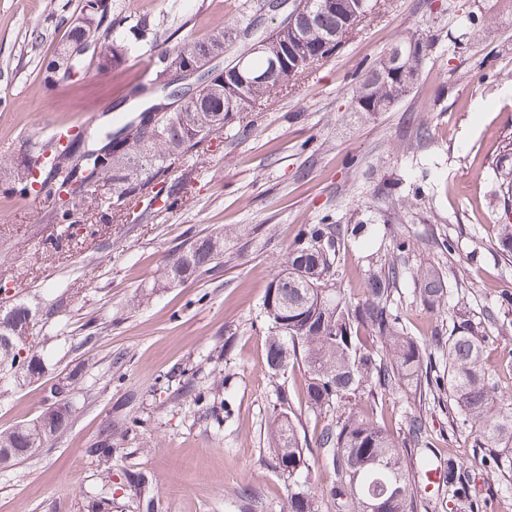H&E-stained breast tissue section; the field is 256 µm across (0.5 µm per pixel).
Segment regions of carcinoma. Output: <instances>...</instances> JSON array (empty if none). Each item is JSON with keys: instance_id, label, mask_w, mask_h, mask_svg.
I'll list each match as a JSON object with an SVG mask.
<instances>
[{"instance_id": "obj_1", "label": "carcinoma", "mask_w": 512, "mask_h": 512, "mask_svg": "<svg viewBox=\"0 0 512 512\" xmlns=\"http://www.w3.org/2000/svg\"><path fill=\"white\" fill-rule=\"evenodd\" d=\"M313 11L311 23L303 29L308 59L298 65L285 56L277 72L258 86L232 89L222 97L203 101L201 110L185 120L181 112H168L159 118L150 113L149 99L134 100L122 107L120 121L106 131L96 145L89 147L68 137L66 145L45 157L36 145L25 155L40 161L39 194L67 222L69 210L55 205L66 181L76 175L77 166L96 168L98 179L112 182L114 204L127 206L144 197L158 180L166 179L175 165L184 163L193 150L224 131L236 114L259 106L269 98L294 86L295 81L342 43L336 38L358 28L375 8L373 0H349V16L336 11V0H304ZM257 5L245 0L243 12L213 29L201 39H182L157 54V71L151 82L165 79L164 60L175 53L190 61L206 54L219 38L224 52L242 45L241 52L224 63L231 69L244 64L265 72L268 56L280 55L273 32L257 36L270 39V55L253 54L248 43L237 40L247 33ZM141 45L156 43L153 22L145 18L125 27V19L112 13V6H99L97 0H84L81 18L68 37L92 38L100 43L102 56L97 66L111 65L126 55L124 30ZM430 45L410 36L398 40L393 50L401 55L399 64L384 69L374 66L357 77V112H387L405 98L418 81L419 66ZM234 111H229V107ZM0 181L12 185L21 196L28 195L31 182L17 167L0 161ZM258 228L242 225L222 232L200 234L189 244L169 254L161 271L160 288H175L190 279H203L224 267L227 243L247 239ZM344 230L326 215L317 224H307L275 274L264 301L268 322L267 364L277 376L298 364L306 376L305 403L308 410L323 418L313 446L301 442L300 418L284 394L277 396L269 424V465L285 475L291 485L284 512H429L430 499L422 493L424 477L440 469L442 485L459 512H484V501L467 491L464 465L454 456L434 460L429 454L425 421L412 415L407 433L394 434L380 426L367 409H356L350 402L370 404L375 396L411 387L418 402H430L448 411L451 427L474 429L477 447L494 452L480 459L483 465L499 467V454H512V408L498 403L495 381L484 365V351L490 339L464 322L453 323L449 334L435 337L444 366L427 348L408 336L402 327L393 293L401 276V258L413 251L415 243L393 238L392 255L369 274L364 298L352 302L338 287L336 252ZM419 298L437 315H448V281L443 274L427 267L417 274ZM62 301L40 306L17 299L0 305V395L7 393L18 377L39 381L48 369L47 360L36 350V332L18 337L13 334L17 321L32 318L33 325L47 324ZM77 380L67 377L49 386L56 399L55 414L45 412L32 424L0 432V470L30 457L50 438L63 433L75 412L71 399ZM136 419L112 425L107 418L101 439L87 449V455L101 462L112 455V432H134ZM330 474V484L321 493L309 490L301 479L314 463Z\"/></svg>"}]
</instances>
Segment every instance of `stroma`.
Here are the masks:
<instances>
[{"instance_id":"obj_1","label":"stroma","mask_w":512,"mask_h":512,"mask_svg":"<svg viewBox=\"0 0 512 512\" xmlns=\"http://www.w3.org/2000/svg\"><path fill=\"white\" fill-rule=\"evenodd\" d=\"M242 0H111L128 22L152 17L157 40L205 37L233 17ZM375 14L287 95L238 114L220 138L193 156V188L178 205L166 196L141 201L136 217L112 220V186L98 205L76 211L85 224L70 236L41 196H14L0 184V282L12 296L64 308L43 327L40 351L56 375L78 374L77 410L59 437L0 471V512H91L113 492L112 512H142L125 475L151 479V512H283L288 480L266 461V424L286 392L302 412L306 435L322 424L306 410L301 367L272 376L266 362L263 300L289 244L307 224L331 215L357 224L337 258L338 282L360 298L365 279L392 237L415 243L393 294L410 336L433 347L442 320L422 305L415 274L428 266L448 281V306L475 329L502 401L512 400V326L486 327L484 310L512 294V261L498 245L507 217L500 174L512 168V0H378ZM82 0H0V147L21 159L29 140L54 127L95 140L111 106L146 79L149 50L129 49L121 65L86 60L70 78L45 84L43 63L75 25ZM433 42L414 89L387 112L354 109L356 73L410 33ZM429 129L416 142L418 123ZM412 200L393 214L383 194ZM259 225L249 242L202 281L176 288L155 282L167 255L191 237ZM452 240L453 252L441 248ZM96 342L82 344L88 321ZM219 391L229 417L215 418L181 397L185 384ZM52 404L31 382L0 397V432L29 424ZM376 415L393 429L422 413L438 458L454 456L470 475L468 490L487 512H512V469L481 465L469 427L450 428L447 413L421 407L410 392L378 397ZM137 417L135 436L113 439L111 485L86 454L107 417Z\"/></svg>"}]
</instances>
